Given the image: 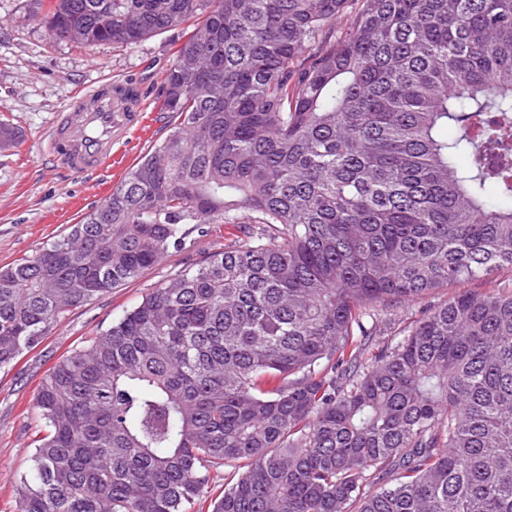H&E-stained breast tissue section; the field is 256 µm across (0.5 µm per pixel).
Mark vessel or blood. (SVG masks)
I'll use <instances>...</instances> for the list:
<instances>
[{
  "mask_svg": "<svg viewBox=\"0 0 512 512\" xmlns=\"http://www.w3.org/2000/svg\"><path fill=\"white\" fill-rule=\"evenodd\" d=\"M142 94L130 81L103 83L86 92L57 120L50 140L53 156L76 173L104 167L112 158L111 134L138 123L131 100Z\"/></svg>",
  "mask_w": 512,
  "mask_h": 512,
  "instance_id": "obj_1",
  "label": "vessel or blood"
}]
</instances>
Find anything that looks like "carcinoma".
<instances>
[{"label": "carcinoma", "mask_w": 512, "mask_h": 512, "mask_svg": "<svg viewBox=\"0 0 512 512\" xmlns=\"http://www.w3.org/2000/svg\"><path fill=\"white\" fill-rule=\"evenodd\" d=\"M350 3L42 0L87 46L193 23L168 135L0 268V369L209 225L230 239L48 369L17 512H188L221 465L211 512H512V291L363 359L376 305L512 269V0Z\"/></svg>", "instance_id": "1"}]
</instances>
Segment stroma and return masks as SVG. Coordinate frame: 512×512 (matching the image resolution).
<instances>
[{
    "mask_svg": "<svg viewBox=\"0 0 512 512\" xmlns=\"http://www.w3.org/2000/svg\"><path fill=\"white\" fill-rule=\"evenodd\" d=\"M39 12L38 0H0V119L21 132L14 148L0 151V267L35 255L66 233L169 132L158 110L159 92L183 28L128 47H84L50 38ZM109 78L132 79L146 88L140 120L113 144L104 170L72 174L50 153L53 126L78 92ZM226 235L223 225H211L208 235L197 238L190 250L170 252L138 278L65 313L40 344L25 351L14 366L0 369V512H15L16 483L42 427L36 396L48 368L69 347L98 335L188 263L223 251ZM509 283L512 271L503 269L485 280L434 289L398 307L376 306V332L368 350L396 344L425 312L463 289L486 291Z\"/></svg>",
    "mask_w": 512,
    "mask_h": 512,
    "instance_id": "1",
    "label": "stroma"
}]
</instances>
